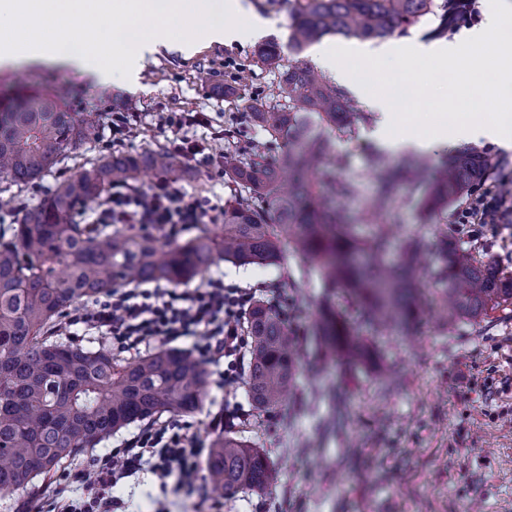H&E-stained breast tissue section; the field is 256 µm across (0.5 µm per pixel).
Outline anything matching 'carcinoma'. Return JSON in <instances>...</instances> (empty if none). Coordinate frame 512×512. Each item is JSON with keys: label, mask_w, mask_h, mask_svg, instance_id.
Listing matches in <instances>:
<instances>
[{"label": "carcinoma", "mask_w": 512, "mask_h": 512, "mask_svg": "<svg viewBox=\"0 0 512 512\" xmlns=\"http://www.w3.org/2000/svg\"><path fill=\"white\" fill-rule=\"evenodd\" d=\"M288 51L299 55L326 35L361 40L386 38L439 18L432 37L448 32V0H288ZM258 59L280 66L278 45L258 49ZM65 89L53 86L25 94L0 91V182L31 187L56 170L71 150L92 134V122L72 112ZM344 90L314 68L290 64L273 102L257 101L242 122L269 136L256 151L238 150L224 132V176L240 194L224 207V224L198 227L162 250L155 236L136 224H91L92 208L105 205L112 187L127 185L144 165L179 170L165 151L144 157L108 151L96 162L58 179L38 203L17 208L18 222L0 232V492L29 489L50 479L65 461L110 439L135 422L163 413L200 408L208 374L191 352L164 349L125 357L107 344L91 350L57 338V324L76 302L104 296L133 282H188L219 259L238 265L281 264L288 250L320 266L325 281L340 289L339 301L322 310L318 359L364 364L370 340L342 313L357 307L371 325L400 327L416 319L427 290L416 276L426 250L420 236L408 238L400 259L389 262L394 226L375 224L369 235L336 205L356 197L359 181L336 176L332 135L356 134L367 121ZM287 149L270 159L272 147ZM426 161L408 159L382 166L367 219L389 209L401 184H411ZM490 176L474 154L448 157L435 173L424 200L428 215L443 216L448 205ZM428 276L439 289L432 302L445 318L473 321L512 305V276L500 274L472 249L443 240ZM251 349L245 385L260 411L288 404L298 355L288 321L274 299H257L245 313ZM206 468L221 490H264L275 482L266 452L238 438L218 435Z\"/></svg>", "instance_id": "1"}]
</instances>
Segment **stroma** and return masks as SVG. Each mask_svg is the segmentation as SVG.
<instances>
[{
	"label": "stroma",
	"mask_w": 512,
	"mask_h": 512,
	"mask_svg": "<svg viewBox=\"0 0 512 512\" xmlns=\"http://www.w3.org/2000/svg\"><path fill=\"white\" fill-rule=\"evenodd\" d=\"M241 2L246 17L264 22L262 38L226 44L202 40L189 55L162 50L144 61L137 89L39 63L0 67V89L13 86L22 73L34 83L67 87L68 104L76 111L145 114V125L132 134L95 132L70 152L65 163L70 170L106 151L173 150L181 132L168 126L167 117L205 113L211 160H184V172L171 180L188 196L229 200L232 191L220 172L224 131L241 124L249 100L276 90L281 72L258 63V49L267 44L285 49L288 41V0ZM382 123L381 113H371L355 137L335 141L345 161L339 177L360 183L359 199L346 203L355 213L377 188L373 155L394 164L412 150L408 144L389 148L379 134ZM421 195L418 187L402 189L383 223L397 225L402 236L417 233L434 243L444 236L477 248L512 274V223H460L456 204L447 221L421 224L416 218ZM209 274L258 298L265 285L279 283L289 310L304 313L296 335L302 361L295 404L273 417L251 408L245 385L232 396L250 414L236 436L266 451L278 480L262 491L226 495L211 487L204 472L200 478L209 487L204 502L143 471L114 490L128 512H512V307L477 323L450 326L430 314L412 339L362 324L359 334L375 339L372 361L345 372L332 364L314 372L307 364L315 347L308 325L324 292L315 264L293 256L281 266L221 261ZM224 400L223 390L211 384L198 411L165 413L161 419L209 443Z\"/></svg>",
	"instance_id": "1"
}]
</instances>
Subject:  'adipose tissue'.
<instances>
[{
    "label": "adipose tissue",
    "mask_w": 512,
    "mask_h": 512,
    "mask_svg": "<svg viewBox=\"0 0 512 512\" xmlns=\"http://www.w3.org/2000/svg\"><path fill=\"white\" fill-rule=\"evenodd\" d=\"M240 0H0V47L9 60L30 58L56 61L55 47L73 39L76 32L94 33L87 53L69 57L77 69L95 62V76L109 80L122 69L127 83H135L142 61L160 48L178 46L195 50L190 31L207 41H246L260 33L255 22H242ZM136 24L133 45L110 35L113 19Z\"/></svg>",
    "instance_id": "obj_1"
}]
</instances>
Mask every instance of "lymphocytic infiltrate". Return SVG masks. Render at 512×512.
Returning a JSON list of instances; mask_svg holds the SVG:
<instances>
[{
    "label": "lymphocytic infiltrate",
    "mask_w": 512,
    "mask_h": 512,
    "mask_svg": "<svg viewBox=\"0 0 512 512\" xmlns=\"http://www.w3.org/2000/svg\"><path fill=\"white\" fill-rule=\"evenodd\" d=\"M224 215L223 204L187 197L163 181L153 190L124 187L113 191L110 205L98 218L102 224H154L178 230ZM465 224H505L512 221V179L490 182L475 190L461 213ZM254 295L225 286L212 277L195 288H116L93 305L66 318L65 328L109 337L119 352L139 350L158 338H192V351L203 363L217 367V385L232 391L246 370L250 352L240 323ZM204 449L197 437L174 423L148 425L124 447L91 460L77 473L87 493L77 498L56 488L49 512H123L124 502L112 490L125 478L146 469L161 484L202 492L200 462Z\"/></svg>",
    "instance_id": "1"
}]
</instances>
